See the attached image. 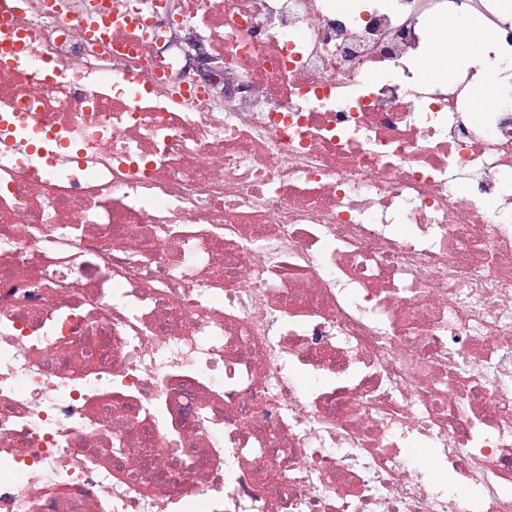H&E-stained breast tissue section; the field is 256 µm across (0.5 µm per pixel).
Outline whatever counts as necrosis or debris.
Masks as SVG:
<instances>
[{
    "mask_svg": "<svg viewBox=\"0 0 512 512\" xmlns=\"http://www.w3.org/2000/svg\"><path fill=\"white\" fill-rule=\"evenodd\" d=\"M174 2L0 23V512H512L502 0ZM438 49L441 55L437 60L451 64L447 68L448 79L453 77L454 72L463 60L460 58L454 62L459 54L460 49L465 46L469 40V33L466 26L449 21L442 18L435 29ZM454 62V63H453ZM182 41H184L189 49L195 52L194 54L190 51L186 53L190 67L193 68L202 80L211 83L218 95L224 98V66L214 65L216 61L207 53L209 50L206 52L204 46L195 37L188 36L182 39L179 36L175 38L172 44H178Z\"/></svg>",
    "mask_w": 512,
    "mask_h": 512,
    "instance_id": "4bbe7bcc",
    "label": "necrosis or debris"
}]
</instances>
